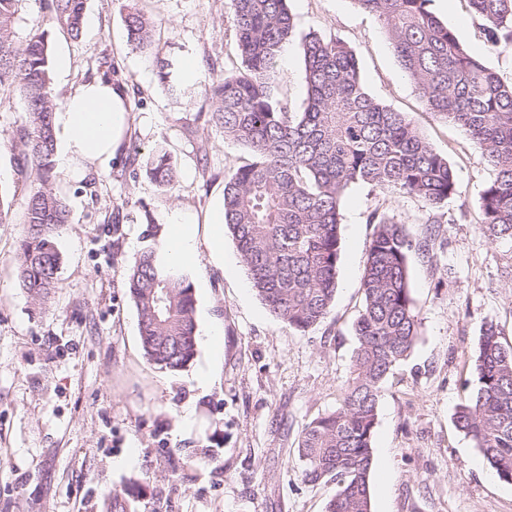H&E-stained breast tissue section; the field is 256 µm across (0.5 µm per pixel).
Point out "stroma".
Returning a JSON list of instances; mask_svg holds the SVG:
<instances>
[{
    "label": "stroma",
    "mask_w": 512,
    "mask_h": 512,
    "mask_svg": "<svg viewBox=\"0 0 512 512\" xmlns=\"http://www.w3.org/2000/svg\"><path fill=\"white\" fill-rule=\"evenodd\" d=\"M43 0H21L18 41L46 33L57 102L103 61L128 89L129 118L105 165L54 168L69 209L62 261L47 303L20 288L16 249L37 172L8 143L25 102L0 96V512H326L333 482L302 480L303 428L339 407L350 371L362 275L376 230L394 217L417 250L408 255L421 334L388 376L379 403L369 477L372 512H512V484L489 469L454 423L470 390L472 348L485 322L512 345V240L489 239L480 196L494 171L462 128L427 112L378 18L354 0H288L297 32L348 45L375 100L413 121L447 157L456 193L429 210L415 196L351 185L342 205V254L327 317L301 333L273 316L253 289L232 235L222 227L224 182L250 159L226 140L204 96L213 74L234 73L227 0H86L79 38L50 19ZM136 8L154 42H129ZM430 9L469 52L512 81V47L490 49L469 0ZM277 93L302 111L307 86L300 42L277 63ZM177 171L168 191L148 174L155 147ZM436 223H424L428 213ZM193 224L198 258L187 263L198 322L194 359L163 372L145 360L126 275L141 251L164 246L173 217Z\"/></svg>",
    "instance_id": "35a3bbf8"
}]
</instances>
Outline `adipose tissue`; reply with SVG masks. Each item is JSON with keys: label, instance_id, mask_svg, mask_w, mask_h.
<instances>
[{"label": "adipose tissue", "instance_id": "obj_1", "mask_svg": "<svg viewBox=\"0 0 512 512\" xmlns=\"http://www.w3.org/2000/svg\"><path fill=\"white\" fill-rule=\"evenodd\" d=\"M129 112L126 86L98 80L78 87L56 112L59 164L79 159L106 163L120 140Z\"/></svg>", "mask_w": 512, "mask_h": 512}]
</instances>
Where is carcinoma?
Listing matches in <instances>:
<instances>
[{"label": "carcinoma", "mask_w": 512, "mask_h": 512, "mask_svg": "<svg viewBox=\"0 0 512 512\" xmlns=\"http://www.w3.org/2000/svg\"><path fill=\"white\" fill-rule=\"evenodd\" d=\"M21 0H0V90L17 87L25 108L12 147L37 168L25 231L17 249L19 285L38 302L57 285L58 237L69 211L49 182L55 154L49 42L44 33L17 44L14 18ZM377 16L425 108L463 128L494 169L480 197L483 229L512 240V82L472 56L429 8L431 0H354ZM484 22L491 49L512 45V0H470ZM68 33L81 35L85 0H47ZM243 68L217 74L206 88L212 120L224 138L247 148L250 163L224 183V224L252 287L275 317L307 332L328 315L335 299L342 241L341 207L356 183L448 203L456 176L407 115L364 90L353 51L342 41L310 31L301 37L307 99L291 112L276 95L275 67L296 37L287 0H229ZM127 36L152 44L154 23L133 10ZM149 175L171 189L176 170L162 147ZM377 225L362 278L363 309L355 325L357 348L340 406L303 429L298 456L303 481L336 482L326 512H371L369 474L382 387L420 336L409 283L413 244L403 225L374 212ZM139 315L141 349L164 372L185 368L197 353L196 300L189 273L150 247L126 280ZM473 387L455 424L474 442L494 474L512 483V346L484 323L472 349Z\"/></svg>", "instance_id": "cac0c4a2"}]
</instances>
